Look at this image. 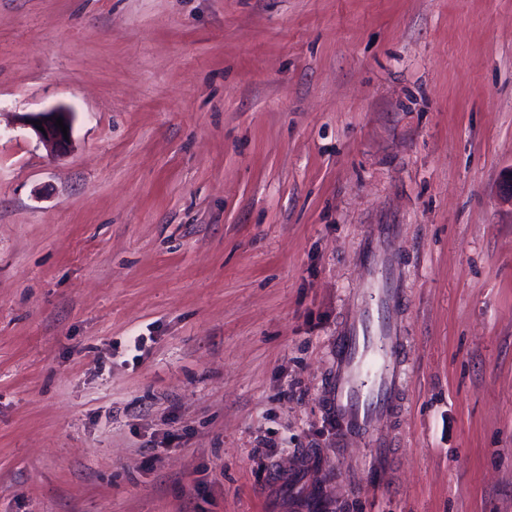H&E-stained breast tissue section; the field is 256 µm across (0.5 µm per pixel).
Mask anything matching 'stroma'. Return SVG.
Masks as SVG:
<instances>
[{"instance_id":"stroma-1","label":"stroma","mask_w":512,"mask_h":512,"mask_svg":"<svg viewBox=\"0 0 512 512\" xmlns=\"http://www.w3.org/2000/svg\"><path fill=\"white\" fill-rule=\"evenodd\" d=\"M511 173L512 0H0V512H512ZM379 224L408 378L339 484ZM57 118H62L64 125L67 126L69 140L64 139L61 129L55 126ZM33 121H41V125H34ZM25 122L56 153H64L69 149L71 144V122L67 112H31L26 115ZM37 126H43L45 132L38 130Z\"/></svg>"}]
</instances>
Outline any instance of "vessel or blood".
Segmentation results:
<instances>
[{
  "label": "vessel or blood",
  "mask_w": 512,
  "mask_h": 512,
  "mask_svg": "<svg viewBox=\"0 0 512 512\" xmlns=\"http://www.w3.org/2000/svg\"><path fill=\"white\" fill-rule=\"evenodd\" d=\"M400 298L398 278L368 303L351 308L341 327L327 388V408L340 432L386 447L380 427L403 391L408 370L406 346L391 316Z\"/></svg>",
  "instance_id": "1"
}]
</instances>
